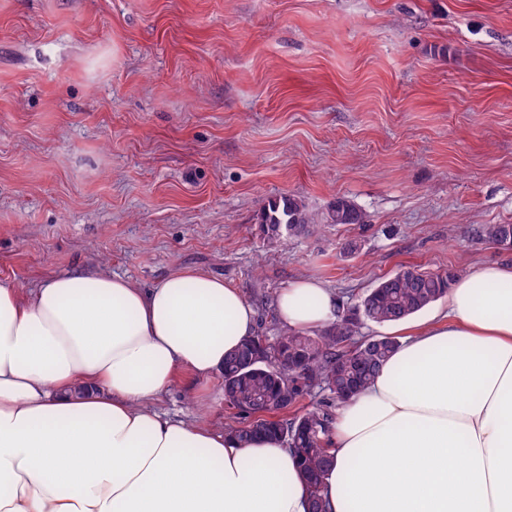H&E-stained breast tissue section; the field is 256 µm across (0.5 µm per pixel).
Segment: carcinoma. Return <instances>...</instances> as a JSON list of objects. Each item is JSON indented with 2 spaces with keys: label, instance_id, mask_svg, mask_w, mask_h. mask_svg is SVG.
I'll use <instances>...</instances> for the list:
<instances>
[{
  "label": "carcinoma",
  "instance_id": "1",
  "mask_svg": "<svg viewBox=\"0 0 512 512\" xmlns=\"http://www.w3.org/2000/svg\"><path fill=\"white\" fill-rule=\"evenodd\" d=\"M366 213L351 200L338 197L326 214L309 212L293 195L268 204L259 225L269 239L313 234L322 224H364ZM512 224H482L479 240L499 244ZM454 273L404 266L382 278L358 302L338 307L336 321L312 334L288 332L269 338L256 334L224 359V400L241 413L265 411L268 417L231 426L228 432L243 444L258 433L269 434L290 450L311 497V512H327L322 497L326 473L333 463L328 434L333 420L330 405L302 402L315 390L327 391L340 402L367 386L398 347L397 337H356L364 321L395 324L446 297Z\"/></svg>",
  "mask_w": 512,
  "mask_h": 512
}]
</instances>
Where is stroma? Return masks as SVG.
Returning a JSON list of instances; mask_svg holds the SVG:
<instances>
[{"mask_svg": "<svg viewBox=\"0 0 512 512\" xmlns=\"http://www.w3.org/2000/svg\"><path fill=\"white\" fill-rule=\"evenodd\" d=\"M279 195L368 221L270 240ZM479 224H512V0H0L1 282L199 270L273 337L300 277L512 264ZM157 408L241 420L217 373Z\"/></svg>", "mask_w": 512, "mask_h": 512, "instance_id": "35a3bbf8", "label": "stroma"}]
</instances>
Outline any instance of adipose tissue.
<instances>
[{"label": "adipose tissue", "instance_id": "1", "mask_svg": "<svg viewBox=\"0 0 512 512\" xmlns=\"http://www.w3.org/2000/svg\"><path fill=\"white\" fill-rule=\"evenodd\" d=\"M447 300L337 406L328 512H512V267L478 265ZM338 304L313 277L275 301L293 330ZM255 325L241 291L202 272L147 289L104 271L0 282V512H310L273 438L243 447L153 407Z\"/></svg>", "mask_w": 512, "mask_h": 512}]
</instances>
